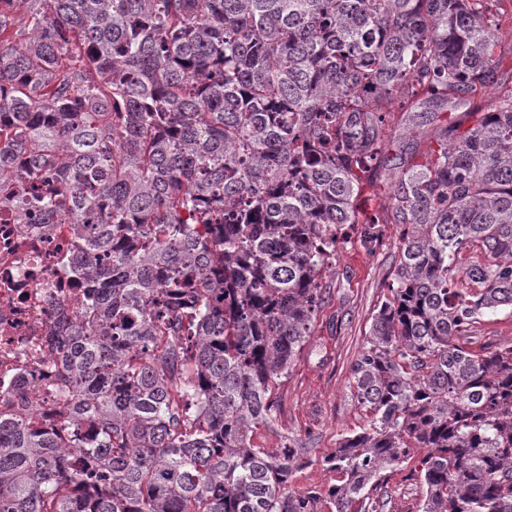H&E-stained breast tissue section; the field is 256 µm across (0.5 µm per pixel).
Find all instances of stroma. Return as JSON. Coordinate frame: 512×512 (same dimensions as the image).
<instances>
[{"label": "stroma", "mask_w": 512, "mask_h": 512, "mask_svg": "<svg viewBox=\"0 0 512 512\" xmlns=\"http://www.w3.org/2000/svg\"><path fill=\"white\" fill-rule=\"evenodd\" d=\"M399 237L398 226L385 225L380 242L369 248L356 228H340L313 334L274 392V431L261 432L257 438L267 448L280 447L288 437L310 447L308 462L294 467L288 486L296 494L318 491L317 512H329L324 492L334 481L324 458L335 451L342 436L363 423L349 390L350 367L387 292ZM385 499L384 512H417L420 488L408 470L392 473Z\"/></svg>", "instance_id": "obj_1"}]
</instances>
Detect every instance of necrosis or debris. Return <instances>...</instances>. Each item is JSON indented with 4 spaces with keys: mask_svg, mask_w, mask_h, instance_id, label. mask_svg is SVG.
<instances>
[{
    "mask_svg": "<svg viewBox=\"0 0 512 512\" xmlns=\"http://www.w3.org/2000/svg\"><path fill=\"white\" fill-rule=\"evenodd\" d=\"M82 244L75 227L0 204V410L31 413L42 427L67 430L51 388L61 366L51 336L62 315H75L85 294L74 267Z\"/></svg>",
    "mask_w": 512,
    "mask_h": 512,
    "instance_id": "1",
    "label": "necrosis or debris"
}]
</instances>
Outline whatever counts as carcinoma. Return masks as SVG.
<instances>
[{
  "label": "carcinoma",
  "mask_w": 512,
  "mask_h": 512,
  "mask_svg": "<svg viewBox=\"0 0 512 512\" xmlns=\"http://www.w3.org/2000/svg\"><path fill=\"white\" fill-rule=\"evenodd\" d=\"M499 4L0 0V196L78 226L87 295L56 332L75 437L0 412V512H316L302 446L256 437L342 224L403 236L332 509L380 512L418 453V512H512V344L471 347L512 315V87L447 117L490 83Z\"/></svg>",
  "instance_id": "1"
}]
</instances>
